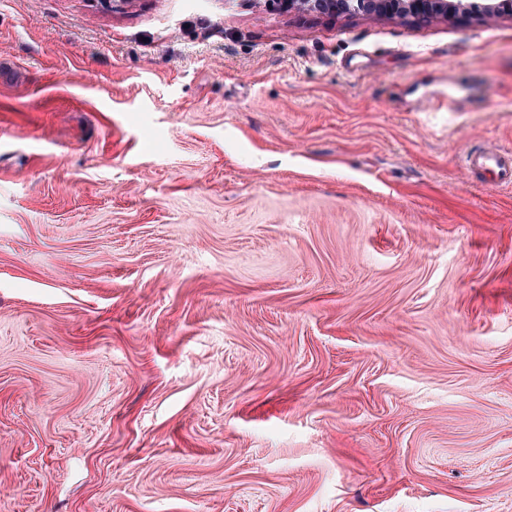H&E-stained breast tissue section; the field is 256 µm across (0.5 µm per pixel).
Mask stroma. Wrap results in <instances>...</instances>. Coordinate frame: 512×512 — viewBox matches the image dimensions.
Wrapping results in <instances>:
<instances>
[{
	"instance_id": "obj_1",
	"label": "stroma",
	"mask_w": 512,
	"mask_h": 512,
	"mask_svg": "<svg viewBox=\"0 0 512 512\" xmlns=\"http://www.w3.org/2000/svg\"><path fill=\"white\" fill-rule=\"evenodd\" d=\"M466 145L512 152V15L0 0V512H512Z\"/></svg>"
}]
</instances>
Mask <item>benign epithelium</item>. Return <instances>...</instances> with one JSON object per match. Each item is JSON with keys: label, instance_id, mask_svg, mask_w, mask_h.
I'll return each mask as SVG.
<instances>
[{"label": "benign epithelium", "instance_id": "7a95c632", "mask_svg": "<svg viewBox=\"0 0 512 512\" xmlns=\"http://www.w3.org/2000/svg\"><path fill=\"white\" fill-rule=\"evenodd\" d=\"M285 9L297 5L303 9L341 14L360 12L367 16L431 15L451 17L457 5L448 0H279Z\"/></svg>", "mask_w": 512, "mask_h": 512}]
</instances>
